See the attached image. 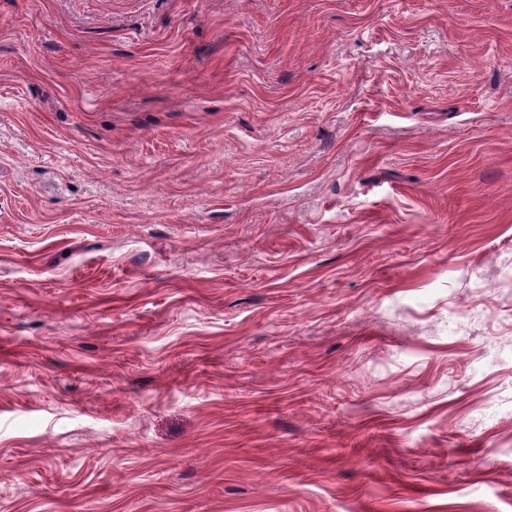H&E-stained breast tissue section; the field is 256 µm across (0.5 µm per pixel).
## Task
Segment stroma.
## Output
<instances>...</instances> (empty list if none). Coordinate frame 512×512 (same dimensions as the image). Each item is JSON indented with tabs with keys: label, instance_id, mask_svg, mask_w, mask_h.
<instances>
[{
	"label": "stroma",
	"instance_id": "35a3bbf8",
	"mask_svg": "<svg viewBox=\"0 0 512 512\" xmlns=\"http://www.w3.org/2000/svg\"><path fill=\"white\" fill-rule=\"evenodd\" d=\"M0 512H512V0H0Z\"/></svg>",
	"mask_w": 512,
	"mask_h": 512
}]
</instances>
